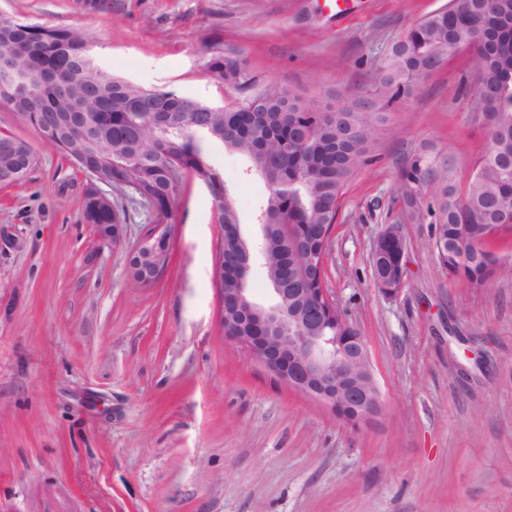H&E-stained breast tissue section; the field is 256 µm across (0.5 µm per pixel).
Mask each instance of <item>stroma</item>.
<instances>
[{
  "label": "stroma",
  "instance_id": "obj_1",
  "mask_svg": "<svg viewBox=\"0 0 512 512\" xmlns=\"http://www.w3.org/2000/svg\"><path fill=\"white\" fill-rule=\"evenodd\" d=\"M448 0H0V10L85 34L104 72L214 105L243 98L210 71L242 50L254 86L332 104L373 96L390 46ZM465 56L393 102L371 163L344 191L327 286L367 344L381 415L352 426L225 340L215 284L223 230L208 188L172 208L164 276L134 287L127 258L152 219L130 190L104 245L82 215L92 182L0 108L38 167L0 186V512H512V233L480 285L436 263L430 221L403 220L411 158L450 159L465 186L486 135L471 125ZM201 146L242 223L268 193L246 162ZM408 243L401 292L383 296L373 248Z\"/></svg>",
  "mask_w": 512,
  "mask_h": 512
}]
</instances>
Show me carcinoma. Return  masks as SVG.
<instances>
[{"mask_svg": "<svg viewBox=\"0 0 512 512\" xmlns=\"http://www.w3.org/2000/svg\"><path fill=\"white\" fill-rule=\"evenodd\" d=\"M501 15L512 17V0H470L462 8L443 7L423 18L390 53L376 78L375 97L342 102V112L323 110L290 95L286 112H243L260 93L251 80L234 83L244 62L229 48L212 56L213 77L248 94L231 105L215 106L197 99L136 85L106 75L93 62L88 41L68 28L32 25L0 12V54L16 56L20 69L41 77L35 98L24 110L27 123L45 136L57 128L53 146L75 167L97 170L107 185L124 189L133 183L140 200L154 204L164 219L183 191L185 177L195 178L217 198L227 188L205 159L203 135L263 169L266 180L279 188L268 193L257 223L263 225L269 259L262 261L268 287L294 275L302 241L317 243L335 224L345 188L365 161L376 128L385 122L390 104L414 91L415 80L450 57L465 53L474 79L476 110L471 123L484 129L493 148L480 153L465 189L453 180L448 163L422 156L408 161L399 173V199L408 205L415 190L420 197L435 189L436 232L452 251L434 257L457 276L461 247L475 249L490 234L493 222L512 228V32L503 34L495 49L478 50L480 35ZM39 163L34 147L9 132H0V174L20 171L26 178ZM99 188L88 187L82 213L87 224L123 223L118 206ZM214 222L230 239L244 238L234 199L216 205ZM301 224L303 235L283 246L279 225ZM248 253L230 249L224 268L228 288H252L243 275ZM497 272L496 260L465 267L462 280L481 284Z\"/></svg>", "mask_w": 512, "mask_h": 512, "instance_id": "1", "label": "carcinoma"}]
</instances>
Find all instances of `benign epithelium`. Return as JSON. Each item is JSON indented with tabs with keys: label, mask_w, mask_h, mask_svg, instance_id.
Wrapping results in <instances>:
<instances>
[{
	"label": "benign epithelium",
	"mask_w": 512,
	"mask_h": 512,
	"mask_svg": "<svg viewBox=\"0 0 512 512\" xmlns=\"http://www.w3.org/2000/svg\"><path fill=\"white\" fill-rule=\"evenodd\" d=\"M169 224H151L128 256L130 278L139 287L153 284L169 263L160 243L170 240ZM396 240L407 251L402 235L390 228L378 238L373 251L375 281L380 292L394 297L405 280V263H388L384 245ZM220 326L224 338L244 347L255 361L290 390L331 411L355 413L365 424L382 411V401L363 336H328L326 316L341 309L326 288H274L284 302L267 310L246 297L241 288L224 287V245L216 254Z\"/></svg>",
	"instance_id": "obj_1"
}]
</instances>
